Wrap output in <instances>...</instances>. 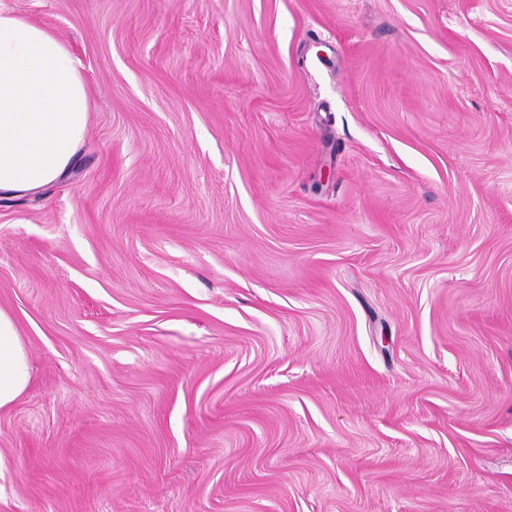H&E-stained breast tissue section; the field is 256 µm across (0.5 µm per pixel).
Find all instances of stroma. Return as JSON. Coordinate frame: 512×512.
<instances>
[{
	"label": "stroma",
	"instance_id": "obj_1",
	"mask_svg": "<svg viewBox=\"0 0 512 512\" xmlns=\"http://www.w3.org/2000/svg\"><path fill=\"white\" fill-rule=\"evenodd\" d=\"M73 171L0 200V512H512V0H0ZM30 364L13 315L0 308V410L10 408L27 390Z\"/></svg>",
	"mask_w": 512,
	"mask_h": 512
}]
</instances>
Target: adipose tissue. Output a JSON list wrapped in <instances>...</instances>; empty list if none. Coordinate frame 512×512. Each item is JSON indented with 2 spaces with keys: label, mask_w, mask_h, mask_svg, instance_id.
I'll return each instance as SVG.
<instances>
[{
  "label": "adipose tissue",
  "mask_w": 512,
  "mask_h": 512,
  "mask_svg": "<svg viewBox=\"0 0 512 512\" xmlns=\"http://www.w3.org/2000/svg\"><path fill=\"white\" fill-rule=\"evenodd\" d=\"M89 119L84 79L49 29L0 9V196L35 193L60 179ZM30 364L13 315L0 308V410L27 390Z\"/></svg>",
  "instance_id": "ef3b65f1"
}]
</instances>
